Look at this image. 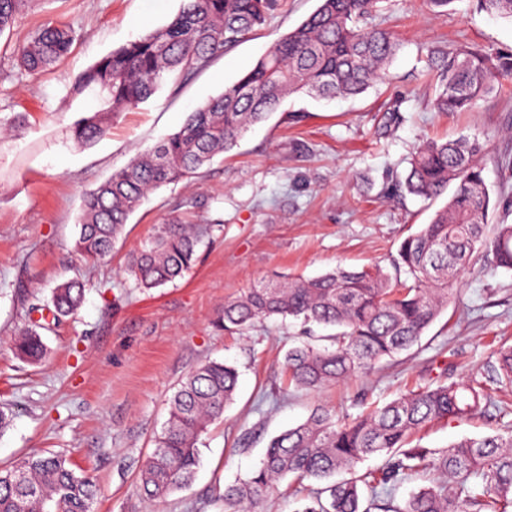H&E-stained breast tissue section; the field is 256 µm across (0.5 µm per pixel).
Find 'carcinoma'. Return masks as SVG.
<instances>
[{"instance_id":"obj_1","label":"carcinoma","mask_w":512,"mask_h":512,"mask_svg":"<svg viewBox=\"0 0 512 512\" xmlns=\"http://www.w3.org/2000/svg\"><path fill=\"white\" fill-rule=\"evenodd\" d=\"M24 0H0V36L13 28ZM380 0H320L301 24L276 41L236 83L196 107L181 128L149 152L131 160L86 193L81 205L77 251L89 258L109 255L130 214L152 190L189 181L212 159L232 150L253 125L296 93L349 98L386 76L398 50L389 31L373 23ZM479 10L512 22V0H476ZM278 0H183L164 27L102 56L71 83V92L95 94L99 105L72 125L73 138L93 143L105 136L112 115L149 100L169 78L186 81L263 25ZM76 35L50 20L16 47L17 64L38 75L56 69ZM430 70L439 112H466L512 79V52L488 55L467 45L438 47ZM485 148L477 139L422 141L398 187L424 198L455 189L431 221L400 244L394 273L381 267L341 266L313 278H277L224 300V330H243L257 320H294L305 327L334 326L331 345L305 344L285 355L288 381L316 388L370 373L382 360L409 350L456 294L460 275L494 255L512 270V224H491L489 210L512 206L491 199L484 178ZM210 224H159L153 236L131 251L126 272L146 291L182 278L197 261ZM406 275L400 280V275ZM85 288L69 279L51 291L48 310L60 321L82 305ZM33 323L15 339L17 355L38 361L45 353ZM236 366L209 361L190 370L169 399L168 418L155 437L138 489L163 499L192 481L200 463L198 445L208 426L223 417L238 386ZM512 385V346L496 353L488 381L473 380L463 394L454 384L418 386L354 418L326 407L272 438L260 465L244 480L224 487V512H259L277 483L292 478L296 512H512V431L464 438L436 450L413 444L427 426L482 412L487 382ZM384 464L358 474L365 459ZM341 471L351 477L307 491L306 482ZM426 474L423 486L404 503L396 486ZM93 476L76 472L62 454H31L0 469V512H93Z\"/></svg>"}]
</instances>
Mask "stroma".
<instances>
[{"instance_id": "obj_1", "label": "stroma", "mask_w": 512, "mask_h": 512, "mask_svg": "<svg viewBox=\"0 0 512 512\" xmlns=\"http://www.w3.org/2000/svg\"><path fill=\"white\" fill-rule=\"evenodd\" d=\"M182 0H26L0 35V468L33 453L65 454L98 484L94 512H224V487L248 475L269 440L316 407L351 416L419 385H469L487 373L501 344H512V270L465 271L456 297L409 351L377 370L317 389L290 386L284 356L298 344L296 325L260 322L230 334L225 299L276 274L315 276L341 266L390 267L402 240L429 223L445 197L396 191L425 137L460 135L488 145L484 175L492 192L512 194V83L473 111L436 112L423 77L429 49L467 43L512 51V23L452 0L438 12L426 0H382L379 20L399 40L384 80L351 99L286 98L189 183L152 193L130 216L112 252L75 253L83 195L133 157L178 130L188 112L221 94L319 0H281L247 34L188 83L164 84L139 109L112 119L106 136L76 142L72 123L96 107L89 94L67 96V81L97 58L165 26ZM50 19L76 32L57 70L21 73L13 47ZM212 224L196 266L145 291L125 273L131 250L171 218ZM86 285L78 311L42 333L41 362L17 357L14 340L45 307L50 291L73 277ZM226 361L239 370L236 397L199 445L194 481L145 501L140 472L168 415V400L194 367ZM512 429V403L488 404L473 419L430 425L422 446Z\"/></svg>"}]
</instances>
